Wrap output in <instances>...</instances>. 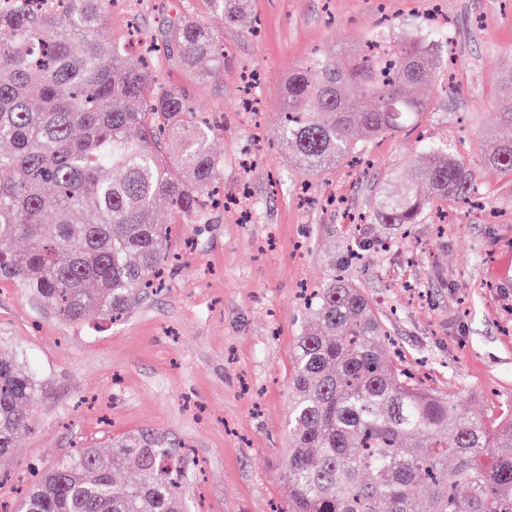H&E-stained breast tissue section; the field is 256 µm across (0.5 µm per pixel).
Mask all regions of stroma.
I'll return each mask as SVG.
<instances>
[{
    "instance_id": "1",
    "label": "stroma",
    "mask_w": 512,
    "mask_h": 512,
    "mask_svg": "<svg viewBox=\"0 0 512 512\" xmlns=\"http://www.w3.org/2000/svg\"><path fill=\"white\" fill-rule=\"evenodd\" d=\"M184 8V0H122L100 39L121 37L133 20L161 39L163 20ZM430 8L429 0H250L224 28L223 72L206 82L168 78L217 122L214 147L234 205L207 224L173 225L179 260L166 269L165 289L114 324L63 321L0 280V350L22 353L42 374L32 428L0 458L1 501L30 481L32 467L80 442L153 429L184 445L188 512H278L288 501L281 461L292 353L305 327L298 293L341 267L409 359L427 361L431 383L461 394L466 413L512 403V178L481 173L495 219L469 211L443 226L416 224L406 247L353 260L357 233L325 200L370 210L417 134L372 139L368 165L309 182L301 160L279 149V91L291 70L378 25L413 31ZM440 9L452 27L451 83L416 87L445 113L420 132L454 137L476 160L508 133L495 116L512 108L499 94L512 70V0H441ZM251 74L260 79L256 115L240 109Z\"/></svg>"
}]
</instances>
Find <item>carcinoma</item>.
Wrapping results in <instances>:
<instances>
[{
    "instance_id": "cac0c4a2",
    "label": "carcinoma",
    "mask_w": 512,
    "mask_h": 512,
    "mask_svg": "<svg viewBox=\"0 0 512 512\" xmlns=\"http://www.w3.org/2000/svg\"><path fill=\"white\" fill-rule=\"evenodd\" d=\"M170 21L162 48L130 53L103 43L106 0H9L0 7V277L19 282L46 309L80 323L116 322L159 281L173 224H207L224 174L216 125L160 71L198 81L224 67L219 27L249 0H205ZM316 53L282 95L280 149L310 176L358 161L365 138L410 131L437 103L409 89L448 73V38L420 25L372 33ZM422 160L388 170L372 212L352 224L408 228L479 196V168L453 141L417 140ZM481 166L512 177V135ZM25 241L26 246L17 247ZM309 319L292 355L291 444L283 463L288 503L277 512H512V418H472L457 397L426 386L392 346L371 302L345 272L331 273L304 306ZM39 377L0 351V457L30 430ZM181 444L141 430L50 466L0 512H185ZM426 485L429 496L415 501Z\"/></svg>"
}]
</instances>
